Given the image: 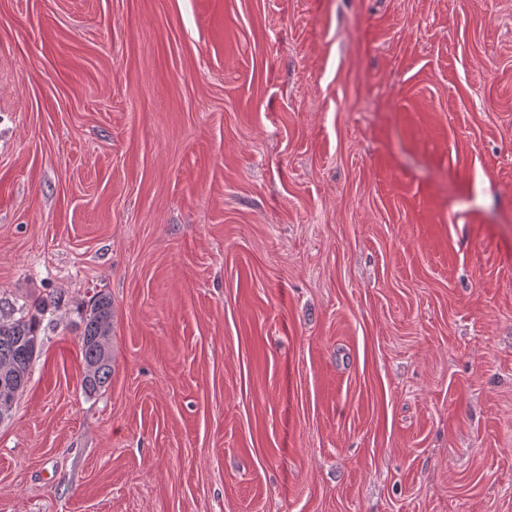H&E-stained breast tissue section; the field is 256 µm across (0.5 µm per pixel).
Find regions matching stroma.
I'll use <instances>...</instances> for the list:
<instances>
[{
	"label": "stroma",
	"instance_id": "1",
	"mask_svg": "<svg viewBox=\"0 0 512 512\" xmlns=\"http://www.w3.org/2000/svg\"><path fill=\"white\" fill-rule=\"evenodd\" d=\"M0 298V512H512V0H0ZM80 325L82 390L91 395L104 388L112 376V300L105 295L93 296L82 313ZM40 324L41 320L36 315L28 316L20 309L15 311L12 304L0 299V385L2 381L9 382L12 388L18 389V394L26 386L31 366L39 352ZM3 367H6L5 371ZM10 386L4 382L1 385V423L13 409L16 400V392Z\"/></svg>",
	"mask_w": 512,
	"mask_h": 512
}]
</instances>
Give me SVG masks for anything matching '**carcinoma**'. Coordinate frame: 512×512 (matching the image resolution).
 <instances>
[{
	"mask_svg": "<svg viewBox=\"0 0 512 512\" xmlns=\"http://www.w3.org/2000/svg\"><path fill=\"white\" fill-rule=\"evenodd\" d=\"M41 320L17 313L12 304L0 301V382L23 390L39 347ZM112 300L105 295L91 298L81 316L80 353L83 361L82 390L94 394L112 376Z\"/></svg>",
	"mask_w": 512,
	"mask_h": 512,
	"instance_id": "cac0c4a2",
	"label": "carcinoma"
}]
</instances>
